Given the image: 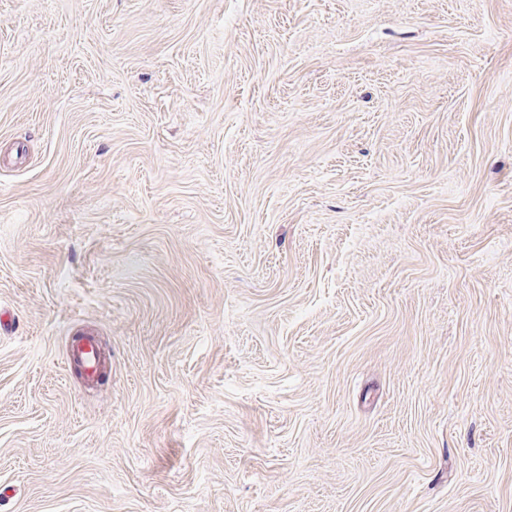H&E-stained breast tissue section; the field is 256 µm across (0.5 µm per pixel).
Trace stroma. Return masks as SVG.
<instances>
[{
    "label": "stroma",
    "instance_id": "1",
    "mask_svg": "<svg viewBox=\"0 0 512 512\" xmlns=\"http://www.w3.org/2000/svg\"><path fill=\"white\" fill-rule=\"evenodd\" d=\"M0 512H512V0H0ZM66 364L83 369L88 382H94L98 375L100 352L92 338L73 337L66 346Z\"/></svg>",
    "mask_w": 512,
    "mask_h": 512
}]
</instances>
